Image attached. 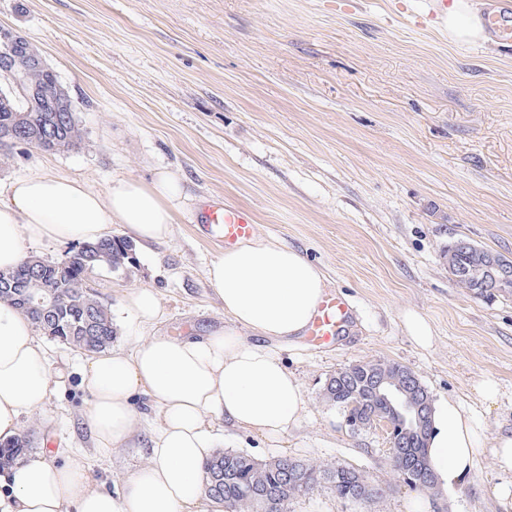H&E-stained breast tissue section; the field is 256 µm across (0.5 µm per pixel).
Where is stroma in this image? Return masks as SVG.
<instances>
[{"instance_id":"35a3bbf8","label":"stroma","mask_w":512,"mask_h":512,"mask_svg":"<svg viewBox=\"0 0 512 512\" xmlns=\"http://www.w3.org/2000/svg\"><path fill=\"white\" fill-rule=\"evenodd\" d=\"M429 10L428 0H0V29L40 53L82 131L69 149L13 151L0 183L43 169L103 193L168 170L183 189L169 242L136 246L133 266L91 278L112 313L113 349L223 328L206 269L224 252L207 211L224 199L348 300L334 343L280 345L307 401L300 425L276 443L228 428L224 447L353 466L384 495L358 506L323 486L288 512H512L488 493L503 477L491 450L456 491L433 494L398 477L384 428L352 432L324 395L338 369L390 360L436 405L454 397L484 414L489 434L512 430V295L478 297L448 275L459 238L512 257V45L451 43L438 25L414 24ZM138 288L161 310L147 327L123 303ZM412 315L430 326V347L412 339ZM42 343L53 386L21 417L32 451L85 453L91 476L119 491L146 449L93 453L88 356ZM485 379L494 399L477 391Z\"/></svg>"}]
</instances>
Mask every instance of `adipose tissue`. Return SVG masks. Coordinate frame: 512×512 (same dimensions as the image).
Instances as JSON below:
<instances>
[{
  "mask_svg": "<svg viewBox=\"0 0 512 512\" xmlns=\"http://www.w3.org/2000/svg\"><path fill=\"white\" fill-rule=\"evenodd\" d=\"M448 39H485L473 0H450ZM183 206L169 171L151 183L113 182L106 193L46 170L11 180L0 191V270L17 266L22 244L87 243L109 224L126 225L141 244L171 239ZM207 278L230 323L196 338L154 336L131 352L101 353L83 367L90 396L85 424L100 454L132 446L148 422L147 464L131 472L119 492L91 483L83 454L58 463L46 450L0 470V512H223L205 498L201 472L224 444L225 426L272 441L297 427L307 401L288 371L277 342L300 336L321 302L327 276L294 248L261 236L211 262ZM51 390L46 350L31 322L0 303V444L20 433L21 417L38 409ZM151 410L138 412L137 397ZM484 417L459 400L433 414L427 454L439 486L454 491L492 450L505 480L492 488L512 499V434L486 435Z\"/></svg>",
  "mask_w": 512,
  "mask_h": 512,
  "instance_id": "1",
  "label": "adipose tissue"
}]
</instances>
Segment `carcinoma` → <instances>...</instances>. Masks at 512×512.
<instances>
[{
  "label": "carcinoma",
  "mask_w": 512,
  "mask_h": 512,
  "mask_svg": "<svg viewBox=\"0 0 512 512\" xmlns=\"http://www.w3.org/2000/svg\"><path fill=\"white\" fill-rule=\"evenodd\" d=\"M30 84L48 86L54 82L53 71H34L19 74ZM67 112H30L28 129L17 135L18 145L28 150L51 151L76 146L81 140L72 101H67ZM26 105L11 95L0 98V131L15 126L16 116L23 114ZM58 118L56 138L49 142L33 132L44 118ZM480 247L451 254V263L462 271L478 265ZM136 262L130 239L108 235L98 241L85 243L67 252L63 263L67 269L58 271V263L40 257L28 256L12 270L1 271L0 302L28 318L37 330L54 336V340L91 354H98L112 346L115 330L108 306L89 286V274L107 269L118 272ZM41 275L55 304L57 324L51 325L44 313L21 301L17 289L8 284L26 282L31 273ZM375 366L383 375L400 377L403 365L394 361L360 362L343 368L347 375L342 390H336L335 377L329 378L325 397L333 402L343 416L357 422L361 429L372 427V421L389 415L383 400L369 389L368 368ZM430 430L413 429L396 433L397 460L393 466L403 470L409 485L432 492L436 480L427 460V437ZM29 446L28 434L23 432L10 446L0 447V466L10 465L25 455ZM290 460V471H283V462ZM204 493L224 508V512H288V503L327 484L337 497L354 504H366L382 498L384 490L373 484L363 472L348 466H332L286 456L258 460L251 455L227 450L213 455L203 466ZM362 500H357L361 493Z\"/></svg>",
  "instance_id": "carcinoma-1"
}]
</instances>
